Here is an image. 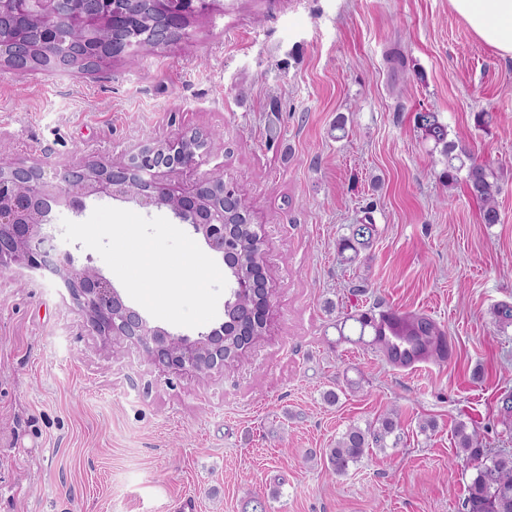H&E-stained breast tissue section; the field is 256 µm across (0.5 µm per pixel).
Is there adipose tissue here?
Instances as JSON below:
<instances>
[{
    "label": "adipose tissue",
    "mask_w": 512,
    "mask_h": 512,
    "mask_svg": "<svg viewBox=\"0 0 512 512\" xmlns=\"http://www.w3.org/2000/svg\"><path fill=\"white\" fill-rule=\"evenodd\" d=\"M475 36L504 56H512V0H449Z\"/></svg>",
    "instance_id": "1"
}]
</instances>
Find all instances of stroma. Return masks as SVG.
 I'll return each instance as SVG.
<instances>
[{"mask_svg": "<svg viewBox=\"0 0 512 512\" xmlns=\"http://www.w3.org/2000/svg\"><path fill=\"white\" fill-rule=\"evenodd\" d=\"M422 111L491 167L499 223L440 180ZM212 129L210 152L168 181L220 168L238 185L263 230L266 332L223 372L171 383L125 342L103 350L59 284L0 273V512H177L187 496L199 512L256 498L268 512H466L474 469L455 427L512 453V327L493 317L512 302V57L448 0H220L133 63L0 71L10 162L116 161ZM367 218L371 246L343 261L340 239ZM382 305L441 327L452 362L393 368L356 321ZM391 411L397 447L332 474L325 449Z\"/></svg>", "mask_w": 512, "mask_h": 512, "instance_id": "stroma-1", "label": "stroma"}]
</instances>
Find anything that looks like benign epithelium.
<instances>
[{
	"label": "benign epithelium",
	"instance_id": "benign-epithelium-1",
	"mask_svg": "<svg viewBox=\"0 0 512 512\" xmlns=\"http://www.w3.org/2000/svg\"><path fill=\"white\" fill-rule=\"evenodd\" d=\"M215 0H0V69L15 72L92 73L115 59H133L147 47L166 49L186 35L190 17L214 10ZM211 134L186 131L174 139L135 146L122 162L85 158L61 168L41 161H0V272L26 270L60 280L81 314L88 335L103 345L115 338L140 348L163 376H206L224 366V326L197 337L153 326L125 304L91 264L77 267L57 239L56 213L78 215L86 200L108 197L141 207L166 208L202 237L208 252L224 257V224L237 217L251 226L237 185L216 169L176 190L169 173L193 168L209 151ZM239 254L224 312L235 321L267 326L270 288L263 238Z\"/></svg>",
	"mask_w": 512,
	"mask_h": 512
}]
</instances>
